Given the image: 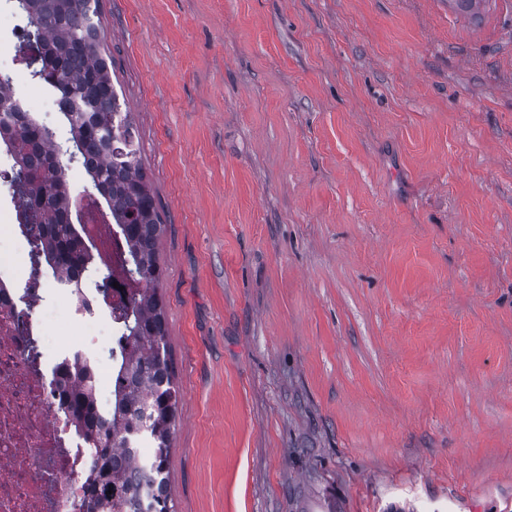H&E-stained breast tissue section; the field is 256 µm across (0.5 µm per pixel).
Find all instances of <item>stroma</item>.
Segmentation results:
<instances>
[{
	"label": "stroma",
	"mask_w": 512,
	"mask_h": 512,
	"mask_svg": "<svg viewBox=\"0 0 512 512\" xmlns=\"http://www.w3.org/2000/svg\"><path fill=\"white\" fill-rule=\"evenodd\" d=\"M164 231L175 512H512V0H100Z\"/></svg>",
	"instance_id": "1"
}]
</instances>
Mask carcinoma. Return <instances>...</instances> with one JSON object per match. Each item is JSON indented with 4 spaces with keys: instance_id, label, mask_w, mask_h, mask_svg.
I'll return each instance as SVG.
<instances>
[{
    "instance_id": "1",
    "label": "carcinoma",
    "mask_w": 512,
    "mask_h": 512,
    "mask_svg": "<svg viewBox=\"0 0 512 512\" xmlns=\"http://www.w3.org/2000/svg\"><path fill=\"white\" fill-rule=\"evenodd\" d=\"M97 2L19 0L29 26L47 41V49L31 57L29 65L66 104L60 119L70 131V157L89 148L85 171L125 239L122 269L139 284L113 315L122 346L111 352L115 366L108 410L93 420L96 392L85 384L82 372L73 375L69 406L74 418L86 424L85 438L92 442L94 483L87 512H125L133 496L128 474L140 469L160 475L142 491L140 512H174L168 469L179 390L168 359L165 304L159 292L164 269L156 250L163 223L142 169L136 128L130 113L119 111L110 67L100 55L105 35L93 21ZM0 137L12 141L17 166L12 184L30 211L24 223L37 262L61 274L75 264L91 278L97 268L80 240L79 221L66 218L69 199L61 166L31 160L38 143L50 140V131L24 114L19 130L1 128ZM134 444L147 454L131 452Z\"/></svg>"
}]
</instances>
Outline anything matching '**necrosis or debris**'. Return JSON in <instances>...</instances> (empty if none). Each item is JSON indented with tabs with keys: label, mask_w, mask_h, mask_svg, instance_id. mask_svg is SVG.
<instances>
[{
	"label": "necrosis or debris",
	"mask_w": 512,
	"mask_h": 512,
	"mask_svg": "<svg viewBox=\"0 0 512 512\" xmlns=\"http://www.w3.org/2000/svg\"><path fill=\"white\" fill-rule=\"evenodd\" d=\"M26 26L17 23L0 36V51L10 58L6 75L13 99L28 111V99L39 90L26 78L25 56L34 54ZM8 230L20 240V252H0V512H86L89 460L63 399L62 367L88 363L101 375L99 347L117 346V333L99 334L104 304L118 305L128 290L110 288L108 295L76 291L83 274L67 277L38 265L26 241L21 215L24 200L12 197ZM83 240L112 258L122 235L106 223L100 205L86 214ZM65 306L67 317L86 330L83 342L48 341L37 313L45 294Z\"/></svg>",
	"instance_id": "necrosis-or-debris-1"
}]
</instances>
